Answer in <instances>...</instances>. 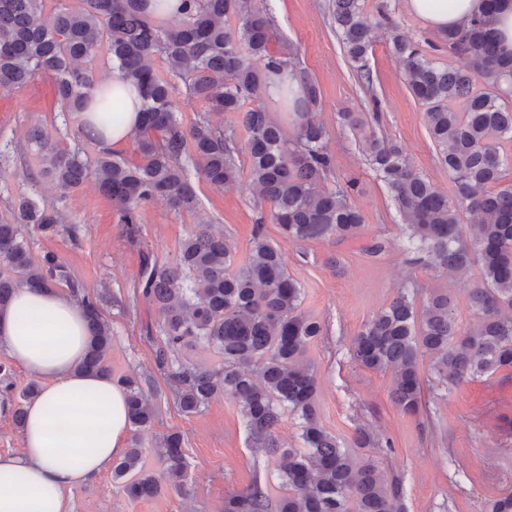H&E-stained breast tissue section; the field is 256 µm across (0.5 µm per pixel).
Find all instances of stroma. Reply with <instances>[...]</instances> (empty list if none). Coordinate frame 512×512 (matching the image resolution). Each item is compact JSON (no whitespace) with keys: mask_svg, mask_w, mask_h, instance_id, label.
Returning <instances> with one entry per match:
<instances>
[{"mask_svg":"<svg viewBox=\"0 0 512 512\" xmlns=\"http://www.w3.org/2000/svg\"><path fill=\"white\" fill-rule=\"evenodd\" d=\"M257 4L271 20L275 48L298 57L320 88L317 117L329 131L328 148L335 158L328 186L353 176L360 179L353 202L365 226L356 237L297 244L285 239L277 225L264 224L269 243L304 289L302 310L322 326L304 357L317 380L319 421L347 445L361 429L379 440V447L360 448L356 454L372 457L384 481L397 487L402 512H483L489 500L512 486V369L448 386L429 366H422L424 408L408 416L392 400V371L366 368L352 352V340L363 324L401 291L419 302L435 291L450 296L458 326L469 328L475 316L467 293L480 282V270L454 275L416 263L390 194L366 161L363 138L338 122L342 112L375 117L376 132L400 141L418 174L453 193L454 183L438 162L423 109L410 95L401 65L389 50L390 33L396 29L407 35L437 67L456 65L457 60L441 46L435 31L407 11L406 0H361L364 13L379 24L368 55L373 84L366 87L336 30L333 0ZM77 125L56 104L47 76H37L23 89L0 88V220H12L17 198L26 195L57 209L64 223L79 225L78 239L38 237L32 253L56 252L86 292L111 296L105 318L112 329V377L141 378L156 409L152 424L138 434L144 468L156 475L163 471L158 444L165 434L178 432L184 439L189 481L185 492L166 486L154 497L134 500L107 470L73 490L72 512H224L225 497L255 486L266 497L267 512H277L284 495L279 462L253 446L240 406L217 396L189 417L175 406L170 383L157 363L160 342L146 340L143 333L146 324L160 322L161 314L145 302L138 285L142 254L173 262L203 219L224 236L237 262L248 258L254 226L262 224L268 207L247 188V154L239 156V179L221 188L193 171V210L177 211L160 201L145 205L139 233L132 238L94 181L66 192L40 174L41 158L28 139L31 128L43 129L58 148L79 147L96 155V145L79 134ZM377 241L384 243V251L370 254L369 246Z\"/></svg>","mask_w":512,"mask_h":512,"instance_id":"stroma-1","label":"stroma"}]
</instances>
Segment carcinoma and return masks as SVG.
<instances>
[{
  "mask_svg": "<svg viewBox=\"0 0 512 512\" xmlns=\"http://www.w3.org/2000/svg\"><path fill=\"white\" fill-rule=\"evenodd\" d=\"M148 0H80L69 7L45 0H0V86L24 88L36 76L53 79L61 111L81 117L97 84L92 63L103 52L112 58L115 77L138 88L143 124L135 133L137 163L98 148L91 159L81 151L59 150L39 127L29 136L41 155L42 172L70 191L94 179L112 200L118 223L138 231L141 209L157 200L175 210H191L196 193L186 162L199 168L215 187L237 179L239 153L249 158V188L269 205L268 219L294 243L348 238L364 227L352 203V180L324 186L334 167L329 133L317 119L320 90L295 58L272 48L271 24L255 0H180L178 17L160 26L147 13ZM333 14L346 54L359 76L372 82L368 53L374 24L360 0H334ZM235 19L229 27L226 21ZM439 38L457 58L441 69L402 35L393 34L391 51L400 59L408 91L424 107L430 138L440 165L455 184L456 199L417 174L394 140L378 135L357 112L339 113L340 124L366 136L369 164L386 185L404 226L408 249L440 272L481 271L467 295L475 326L455 321L451 299L433 294L421 307L401 293L369 319L353 340L361 365L394 371L393 400L400 411L416 416L422 404L420 364L428 361L438 380L454 385L465 378L512 368V183L501 182L503 159L496 141L512 137V55H502L489 32L488 16L442 31ZM161 57L167 72L179 77L186 94L210 111L233 112L247 139L238 145L235 131L198 117L186 128L176 114L173 85L154 71ZM262 68L253 66L254 59ZM301 82L302 95L290 100L288 121L293 140L262 107L244 108L271 94L288 97V79ZM486 89L474 91L476 79ZM459 102L462 111L450 104ZM120 101L103 95L99 121L112 125ZM483 217L471 239L462 236L460 209ZM79 236V226L64 224L58 211L31 197L15 204L14 222H0V306L22 288L64 285L84 308L89 342L78 370L112 375L107 361L112 330L105 319L107 299L86 293L60 257L46 251L33 257L32 236ZM142 296L157 307L163 336L159 367L170 370L174 399L190 416L217 395L240 406L260 448L281 453L279 512H398L397 488L387 485L371 458H355L319 423L316 379L304 360L307 346L320 334L317 321L301 310L302 288L288 275L280 252L255 227L248 260L237 266L224 237L206 223L195 226L171 264L145 256L139 280ZM222 358L218 369L184 364L179 352L197 343ZM127 409L133 432L155 418L140 379L127 377ZM40 390L25 383L13 404V421L22 428L26 402ZM300 420L301 446L280 450L274 430L282 412ZM179 433L163 436L164 479L139 469L138 439L112 463V477L129 478L131 498L157 495L162 483L186 487L188 463ZM224 512H265L257 488L224 499ZM485 512H512V490L485 506Z\"/></svg>",
  "mask_w": 512,
  "mask_h": 512,
  "instance_id": "carcinoma-1",
  "label": "carcinoma"
}]
</instances>
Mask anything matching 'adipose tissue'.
I'll list each match as a JSON object with an SVG mask.
<instances>
[{"instance_id":"adipose-tissue-1","label":"adipose tissue","mask_w":512,"mask_h":512,"mask_svg":"<svg viewBox=\"0 0 512 512\" xmlns=\"http://www.w3.org/2000/svg\"><path fill=\"white\" fill-rule=\"evenodd\" d=\"M431 29L462 26L486 0H406ZM118 122L83 128L85 138L123 148L142 122L134 86L119 87ZM83 308L54 288H25L0 307V346L41 383L27 406L22 454H0V512H72L73 489L99 476L126 448L129 423L123 386L79 371L87 333Z\"/></svg>"}]
</instances>
